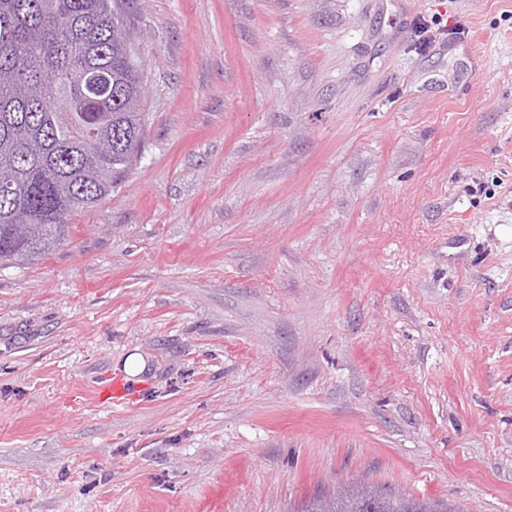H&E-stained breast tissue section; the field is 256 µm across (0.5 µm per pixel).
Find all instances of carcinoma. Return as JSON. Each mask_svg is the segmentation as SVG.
<instances>
[{
	"label": "carcinoma",
	"mask_w": 512,
	"mask_h": 512,
	"mask_svg": "<svg viewBox=\"0 0 512 512\" xmlns=\"http://www.w3.org/2000/svg\"><path fill=\"white\" fill-rule=\"evenodd\" d=\"M144 78L118 0H0V264L54 251L142 144ZM24 211L29 224H12ZM296 512H463L349 483Z\"/></svg>",
	"instance_id": "obj_1"
}]
</instances>
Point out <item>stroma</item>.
Instances as JSON below:
<instances>
[{
	"label": "stroma",
	"instance_id": "1",
	"mask_svg": "<svg viewBox=\"0 0 512 512\" xmlns=\"http://www.w3.org/2000/svg\"><path fill=\"white\" fill-rule=\"evenodd\" d=\"M125 10L141 156L0 265V512H512V0ZM441 499L385 493L369 483H349L330 497L315 498L294 512H463Z\"/></svg>",
	"mask_w": 512,
	"mask_h": 512
}]
</instances>
